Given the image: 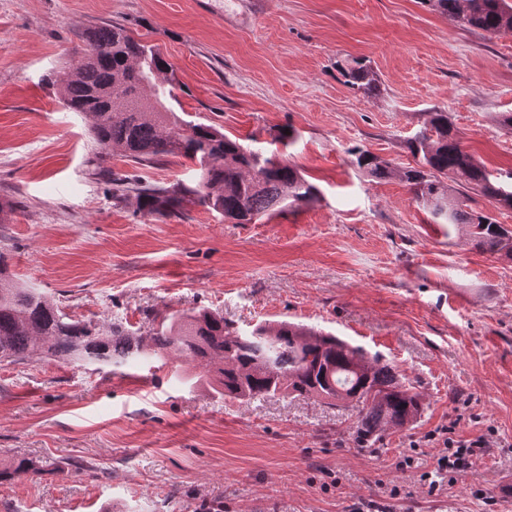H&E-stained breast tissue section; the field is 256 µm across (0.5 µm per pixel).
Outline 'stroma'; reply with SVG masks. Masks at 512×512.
Instances as JSON below:
<instances>
[{
    "label": "stroma",
    "instance_id": "35a3bbf8",
    "mask_svg": "<svg viewBox=\"0 0 512 512\" xmlns=\"http://www.w3.org/2000/svg\"><path fill=\"white\" fill-rule=\"evenodd\" d=\"M108 23L172 65L178 115L296 165L316 198L251 224L116 202L96 155L157 182L192 186L196 172L102 153L63 105L56 73L85 28ZM345 58L373 67L379 95L345 84ZM436 109L494 176L512 173V32L455 25L420 0H0V251L16 280L74 318L143 332L200 308L243 331L306 324L381 355L423 399L416 422L362 445L354 412L225 399L168 356L0 363V461L54 464L0 483V512H512V261L356 164L368 151L414 165L408 142ZM449 436L488 446L455 482L431 483Z\"/></svg>",
    "mask_w": 512,
    "mask_h": 512
}]
</instances>
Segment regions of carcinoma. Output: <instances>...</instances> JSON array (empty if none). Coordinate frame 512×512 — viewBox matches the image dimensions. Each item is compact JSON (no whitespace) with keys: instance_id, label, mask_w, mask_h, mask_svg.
<instances>
[{"instance_id":"obj_1","label":"carcinoma","mask_w":512,"mask_h":512,"mask_svg":"<svg viewBox=\"0 0 512 512\" xmlns=\"http://www.w3.org/2000/svg\"><path fill=\"white\" fill-rule=\"evenodd\" d=\"M429 10L464 28L488 34L512 32V0H421ZM71 67L54 79L66 108L91 118L90 134L104 150H117L135 164L182 157L197 166L194 187L113 174L95 164V174L112 176V198L133 196L139 209L163 218L183 216V204L198 203L238 224L313 200L317 188L288 162L243 147L220 128L182 120L167 106L172 81H157L170 69L152 46L120 24L87 29L72 48ZM346 84L367 96L380 85L374 71L357 60L336 62ZM162 104L157 111L152 100ZM416 165L399 168L367 151L357 166L377 180L397 178L434 223L458 229L477 250L512 260V228L477 212L464 199L474 192L498 209H512V187L491 179L463 145L448 113H430L428 125L409 142ZM170 353L201 367L209 385L232 400L278 393L357 408L355 437L366 443L387 430L412 424L421 415L419 394L396 369L346 341L303 325L261 323L243 333L224 315L200 309L181 322L146 334L108 321L73 319L56 302L9 274L0 252V362L52 358L68 364L125 366ZM44 467L21 457L0 464V482L39 476Z\"/></svg>"}]
</instances>
